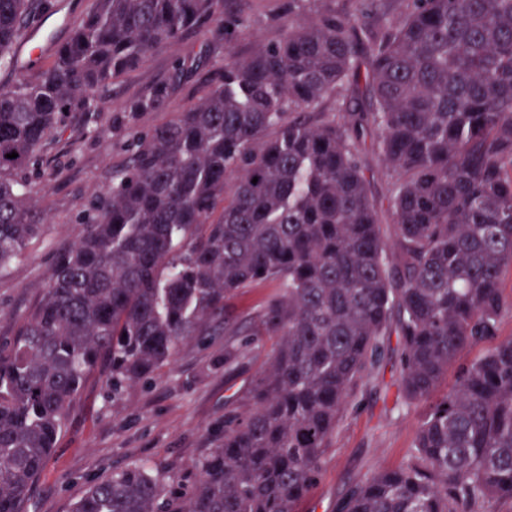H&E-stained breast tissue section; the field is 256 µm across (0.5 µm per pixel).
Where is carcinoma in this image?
Segmentation results:
<instances>
[{"label":"carcinoma","instance_id":"cac0c4a2","mask_svg":"<svg viewBox=\"0 0 512 512\" xmlns=\"http://www.w3.org/2000/svg\"><path fill=\"white\" fill-rule=\"evenodd\" d=\"M401 2L396 14L371 0L358 16L290 20L240 55L243 22L224 0H91L50 64L0 89L1 271L40 232L24 176L46 145L202 20L226 45L206 97L130 145L0 346V512H20L93 369L108 370L115 397L215 319L239 335L228 303L260 283L278 293L248 335L271 343V363L247 411L192 464L197 479L133 464L91 484L72 512H296L393 332L400 396L430 408L410 461L352 486L338 512L512 504V337L496 340L512 269V0ZM57 10L0 0V66ZM208 53L177 60L171 81ZM167 100L155 86L128 112ZM368 139L390 178L383 215ZM486 341L433 399L461 352Z\"/></svg>","mask_w":512,"mask_h":512}]
</instances>
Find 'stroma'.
I'll use <instances>...</instances> for the list:
<instances>
[{"label": "stroma", "mask_w": 512, "mask_h": 512, "mask_svg": "<svg viewBox=\"0 0 512 512\" xmlns=\"http://www.w3.org/2000/svg\"><path fill=\"white\" fill-rule=\"evenodd\" d=\"M229 8L247 22L232 45L242 54L277 37L286 17L300 20L312 13L308 7L289 12L288 0H230ZM214 27V21H204L177 43L156 49L138 69L110 86L102 115L89 117L86 129L65 133L47 145L32 181L48 220L25 253L0 273V342L12 337L44 293L54 256L82 231L80 215L108 189L113 168L126 159L124 145L131 133L171 119L209 92L226 48L215 40ZM204 47L212 50L211 65L189 71L171 87L166 111L146 112L127 123L126 111L136 97L167 82L176 59ZM229 348L240 352L230 366L224 363ZM385 353L337 424L321 478L298 512H334L351 486L408 461L427 406L401 407L397 336L386 337ZM270 358L269 347L248 346L243 337L220 332L187 340L151 379L129 386L117 398L98 374H91L69 409L23 512H71L90 484L142 460L190 478V463L223 432L225 416L246 411L242 393Z\"/></svg>", "instance_id": "35a3bbf8"}]
</instances>
